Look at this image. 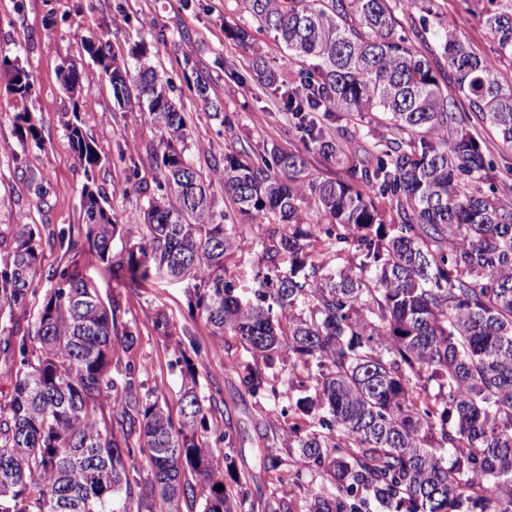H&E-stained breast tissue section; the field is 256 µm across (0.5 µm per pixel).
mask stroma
I'll return each mask as SVG.
<instances>
[{
    "label": "stroma",
    "instance_id": "35a3bbf8",
    "mask_svg": "<svg viewBox=\"0 0 512 512\" xmlns=\"http://www.w3.org/2000/svg\"><path fill=\"white\" fill-rule=\"evenodd\" d=\"M441 4L463 40L477 54L491 55V36L474 15L471 0H441ZM247 19L240 0H0V55L15 59L34 82L31 97L22 101L7 76L0 75V232H8L11 224L23 219L39 225L43 239V274L26 303L15 309L14 321L26 329L34 327L53 286L48 272L77 264L103 301L121 300L117 328L132 331L136 342L128 351L115 348L113 357L123 364L148 366L145 387L158 396L172 419L180 417L185 363L194 367L202 402L222 391L223 400L211 411L210 424L214 432L230 434L222 448L247 481L252 512H277L284 500L291 501L293 512H306L303 493L287 478L289 470L302 468V461L286 459L277 471L262 464L269 450L280 447L288 425L280 414L288 403L287 373L269 372L275 397L250 396L236 366L251 356L233 337L216 333L200 312L189 310L194 280L155 271L139 287L129 289L116 272L145 235L141 215L148 197L158 191L160 175L153 153L161 131L137 103L116 102L109 79L97 75L78 40L83 34L108 43L122 60L130 45L144 46V63L168 82L170 97L185 114V154L211 179L214 215L231 217L235 209L223 182L211 173L214 162L247 144L257 150L272 143L292 150L304 147L298 134L289 133V115L279 98L253 82L250 50L224 33L225 23L241 25ZM68 59L76 61L82 76L76 97L64 90L59 75ZM199 75L208 84L204 99L192 91ZM77 99L95 109L87 132L101 162L90 172L79 165L64 127ZM212 100L220 102V110L209 108ZM23 110L39 126V141L20 139L18 114ZM89 181L107 195L122 226L108 265L87 251L72 255L53 238L62 230L73 239L83 238L86 216L81 190ZM238 230L254 246L227 259L226 275L238 293L249 298L257 286L266 225L258 217L243 221ZM160 312L168 318V329L155 326Z\"/></svg>",
    "mask_w": 512,
    "mask_h": 512
}]
</instances>
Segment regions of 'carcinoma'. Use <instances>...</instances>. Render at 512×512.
Masks as SVG:
<instances>
[{"label": "carcinoma", "mask_w": 512, "mask_h": 512, "mask_svg": "<svg viewBox=\"0 0 512 512\" xmlns=\"http://www.w3.org/2000/svg\"><path fill=\"white\" fill-rule=\"evenodd\" d=\"M475 2L491 57L470 49L437 0H242L252 24H226L225 35L248 45L264 32L282 50L281 61L255 55L257 85L280 98L306 147L344 169L314 178L303 152L276 144L216 166L238 213L267 219L250 300L225 260L252 242L214 218L209 184L185 155L184 114L142 64L143 46L128 49L132 71L81 38L115 98L133 84L165 133L154 159L166 190L148 198L147 241L128 252L126 284L154 269L197 281L189 307L263 360L242 369L252 396L266 395L267 370L295 374L288 450L331 485L307 491V512H512V196L500 189L512 167L484 154L448 96L452 84L512 148V84L497 67L512 61V0ZM412 7L422 15L408 36L397 11ZM435 51L448 73L431 66ZM62 73L77 93L76 62ZM10 84L21 99L32 93L19 66ZM79 111L65 127L89 172L100 157ZM320 112L376 117L389 133L331 137ZM20 120L21 138L39 142L30 114ZM81 197L84 241L62 232L60 242L110 265L119 224L99 189ZM40 243L23 220L0 238V317L31 293ZM49 279L35 330L0 335L12 385L0 403V512H180L198 499L201 512H245L249 492L199 443L209 409L192 365L175 424L141 392L145 366L112 365L116 345L134 344L117 332L119 302L104 305L75 265ZM226 478L239 490L216 489Z\"/></svg>", "instance_id": "obj_1"}]
</instances>
